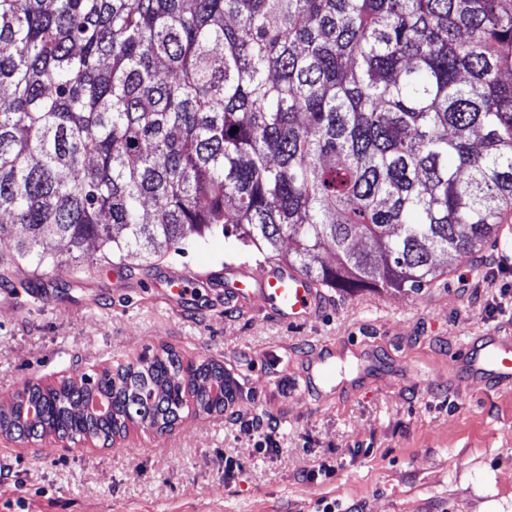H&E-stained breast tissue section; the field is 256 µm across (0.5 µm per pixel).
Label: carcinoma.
I'll return each mask as SVG.
<instances>
[{
	"label": "carcinoma",
	"mask_w": 512,
	"mask_h": 512,
	"mask_svg": "<svg viewBox=\"0 0 512 512\" xmlns=\"http://www.w3.org/2000/svg\"><path fill=\"white\" fill-rule=\"evenodd\" d=\"M511 223L512 0H0L3 272L220 231L326 288L417 294L464 280L439 253L481 275ZM237 391L165 347L30 385L0 430L106 443Z\"/></svg>",
	"instance_id": "obj_1"
}]
</instances>
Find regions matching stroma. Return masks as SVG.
Here are the masks:
<instances>
[{
  "label": "stroma",
  "mask_w": 512,
  "mask_h": 512,
  "mask_svg": "<svg viewBox=\"0 0 512 512\" xmlns=\"http://www.w3.org/2000/svg\"><path fill=\"white\" fill-rule=\"evenodd\" d=\"M483 254L481 287L334 290L310 324L225 305L226 266L259 255L220 234L148 271L98 257L58 273L22 266L0 283V403L167 345L186 363H223L233 409L280 436L267 450L231 415L201 414L164 434L131 427L109 447L0 437V512H512V385L463 379L457 358L466 337H512V230ZM179 275L193 276L192 295L176 293ZM326 346L378 368L305 392ZM323 462L333 473L313 476Z\"/></svg>",
  "instance_id": "obj_1"
}]
</instances>
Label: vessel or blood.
I'll return each mask as SVG.
<instances>
[{
    "mask_svg": "<svg viewBox=\"0 0 512 512\" xmlns=\"http://www.w3.org/2000/svg\"><path fill=\"white\" fill-rule=\"evenodd\" d=\"M228 302L259 306L282 321H309L321 315L327 295L298 271L279 265L260 264L234 272L225 286ZM468 377H483L501 384L512 383V338L475 336L464 340Z\"/></svg>",
    "mask_w": 512,
    "mask_h": 512,
    "instance_id": "1",
    "label": "vessel or blood"
}]
</instances>
